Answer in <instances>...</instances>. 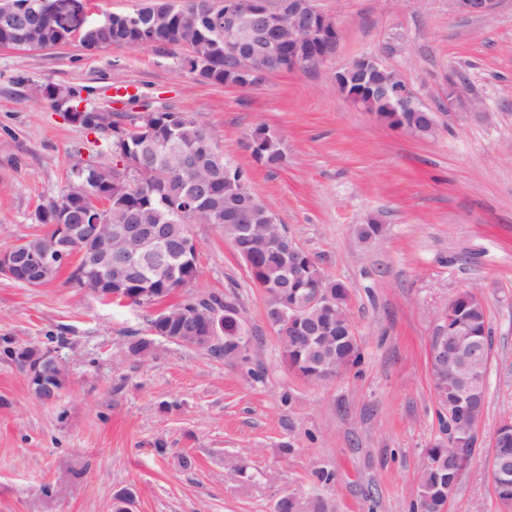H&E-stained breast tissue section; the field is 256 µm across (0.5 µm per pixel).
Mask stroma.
Instances as JSON below:
<instances>
[{"label":"stroma","instance_id":"1","mask_svg":"<svg viewBox=\"0 0 512 512\" xmlns=\"http://www.w3.org/2000/svg\"><path fill=\"white\" fill-rule=\"evenodd\" d=\"M314 5L338 21L334 53L248 89L198 80L178 47L0 48V250L43 233L36 209L67 186L91 139L35 87L89 86L98 107L129 91L204 125L278 223L347 285L361 353L326 384L289 372L263 290L209 224L190 227L201 276L173 298L236 302L257 343V376L160 339L150 357L128 356L126 340L147 336L156 307L103 302L70 282V267L39 287L0 275V337H65L71 380L46 403L0 358V512H114L124 490L131 512H274L286 495L319 497L326 512H412L424 451L443 436L430 339L472 287L485 294L491 327L487 406L447 512H498L486 459L512 418V0L486 17L457 15L448 0ZM371 53L434 110L436 135L391 128L336 91V71ZM261 124L281 141L279 167L248 148ZM370 218L385 231L360 240L355 228ZM184 455L194 469L181 468ZM319 468L335 482L319 483Z\"/></svg>","mask_w":512,"mask_h":512}]
</instances>
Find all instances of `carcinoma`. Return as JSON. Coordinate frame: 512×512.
Masks as SVG:
<instances>
[{"instance_id": "obj_1", "label": "carcinoma", "mask_w": 512, "mask_h": 512, "mask_svg": "<svg viewBox=\"0 0 512 512\" xmlns=\"http://www.w3.org/2000/svg\"><path fill=\"white\" fill-rule=\"evenodd\" d=\"M13 5L28 4V10L37 11L29 27V37L41 46L53 45L62 39L64 23L69 18L51 17L41 7L42 0H7ZM224 12V5L215 0H190L175 13L167 14L154 27L148 21L103 25L90 35V42L104 50L112 46L134 47L141 42L158 46H178L185 41L187 52L218 56L224 42L217 41L214 33L215 16ZM154 128L158 137H173L181 146L201 161V168L213 172V182L205 187L202 220L218 228L224 236L236 239L239 255L250 261L251 278L260 284L267 297V319L273 318L272 308L287 310L306 295L322 290L330 295V305L319 306L286 325L276 327L283 360L288 371L300 379L319 385L329 381V374L344 372L358 363L360 353L357 337L347 334L351 320L347 313L349 290L341 281L324 276L308 252L297 256L296 272L291 275L283 257L268 247L267 238L273 230H262L256 238L247 234L235 237L236 225L247 218L245 192L250 189L247 174L231 165L212 142L210 132L190 115L168 108L146 114L121 113L117 119L98 129L110 133L107 149L112 157L121 160L145 149L142 128ZM252 155L269 167H277L283 160L280 149L260 145ZM151 174L145 179L128 180L117 175L109 164L88 161L73 169V180L90 190L107 182L113 183L112 204L104 210L108 223L156 224L165 237L180 241L190 235L189 223L181 220L178 211L192 206L186 195V186L192 175L183 168L182 158L171 155L152 161ZM80 213L78 202L67 187L51 196L36 211L38 223L50 227L54 224H77ZM200 278L198 257L189 252L180 259L175 271L164 273L151 281L125 286L124 295L134 306L159 305L174 290L184 288ZM150 335L164 339L174 338L180 346L206 350L224 358L228 364L252 359L243 354L245 330L235 304L220 294L190 295L182 302L170 306L165 315H155L148 324ZM445 329L457 335L462 344H487L491 340V327L482 302L468 294H459L448 311ZM152 341L145 338L127 343L128 353L135 358L147 356ZM46 348L17 343L8 338L0 344V357L15 363L27 372L37 366ZM433 374L442 400V409L450 413L460 396L455 382L448 380V366L433 367ZM32 393L42 398L41 392L53 388L61 393L69 385L68 372L62 362L46 366L39 379L28 381ZM459 473L448 447L437 442L426 449V462L418 482V497L429 498L434 505L448 497V488L457 487ZM497 501L501 506H512V478L492 474ZM275 512H323L321 503L293 496L281 498Z\"/></svg>"}]
</instances>
